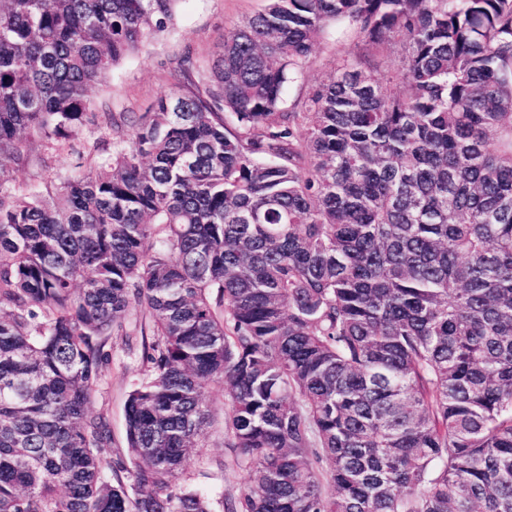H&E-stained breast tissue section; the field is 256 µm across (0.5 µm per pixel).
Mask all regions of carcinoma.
Masks as SVG:
<instances>
[{
	"label": "carcinoma",
	"mask_w": 512,
	"mask_h": 512,
	"mask_svg": "<svg viewBox=\"0 0 512 512\" xmlns=\"http://www.w3.org/2000/svg\"><path fill=\"white\" fill-rule=\"evenodd\" d=\"M177 2L0 0V183ZM131 127L0 195V512H210L174 480L214 382L254 475L224 512H512V0H267ZM132 309L128 486L88 406ZM358 51L356 41L347 34H339L336 40L329 39L317 44L307 64L310 84L331 72L336 57L356 54Z\"/></svg>",
	"instance_id": "cac0c4a2"
}]
</instances>
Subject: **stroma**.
Wrapping results in <instances>:
<instances>
[{
    "mask_svg": "<svg viewBox=\"0 0 512 512\" xmlns=\"http://www.w3.org/2000/svg\"><path fill=\"white\" fill-rule=\"evenodd\" d=\"M264 6L265 0H179L171 27L147 34L138 49L117 63L103 83L89 89L90 117L75 136L62 142L33 136L23 144L21 161L7 166L8 195L42 189L97 166L102 156L112 151V132L101 123V114H112L118 121L126 113L148 111L161 95L178 90L182 68H190L196 77L208 74L222 50L225 32ZM357 51L355 40L346 34L317 44L307 64L309 78L327 75L336 57ZM144 321L140 311L131 310L125 320V335L113 337L107 344L109 359L92 397V415L103 416L111 429L110 444L100 450L108 460L126 454V400L148 374L141 336ZM204 399L211 425L177 484L207 497L211 512H224L225 499L246 490L250 473L236 465L233 449L224 445L225 407L220 385H211Z\"/></svg>",
    "mask_w": 512,
    "mask_h": 512,
    "instance_id": "1",
    "label": "stroma"
}]
</instances>
